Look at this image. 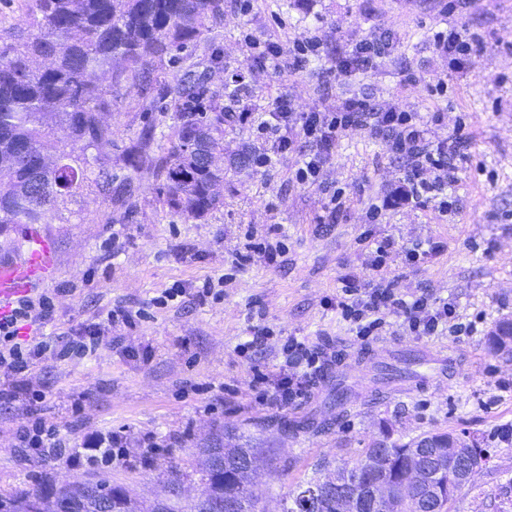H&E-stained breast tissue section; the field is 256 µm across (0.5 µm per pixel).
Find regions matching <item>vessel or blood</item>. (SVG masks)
<instances>
[{
  "mask_svg": "<svg viewBox=\"0 0 512 512\" xmlns=\"http://www.w3.org/2000/svg\"><path fill=\"white\" fill-rule=\"evenodd\" d=\"M55 270L52 240L41 229L29 228L24 247L15 255L0 258V316L15 298L48 280Z\"/></svg>",
  "mask_w": 512,
  "mask_h": 512,
  "instance_id": "obj_1",
  "label": "vessel or blood"
}]
</instances>
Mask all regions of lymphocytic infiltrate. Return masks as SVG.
<instances>
[{
  "mask_svg": "<svg viewBox=\"0 0 512 512\" xmlns=\"http://www.w3.org/2000/svg\"><path fill=\"white\" fill-rule=\"evenodd\" d=\"M434 41L438 48L447 52L450 63L458 69L485 49L484 36L475 31H439L435 33ZM247 46L251 55L263 59L280 74L301 68L308 57L318 54L320 49L319 41L313 36L288 44L251 40ZM264 112L265 120L253 128L256 139L264 145L255 156L258 167L271 165L283 154L299 151L301 142H316V152L302 154L296 164L294 179L301 185L315 181L338 136L366 129L373 134L384 135L391 150L407 158L409 167L403 192L406 197L416 200L444 191L456 182L457 167L453 159L457 151L468 144L466 135L461 133L456 134L449 144L432 141L428 127L417 121L414 113L384 110L376 107L370 99L357 95L337 100L332 110L296 114L289 111L288 97L282 94L268 103ZM393 246L392 239L375 240L369 265L378 276L377 283L364 288H350L351 302L339 304L344 318L355 325L357 337L367 339L380 335L384 314L391 310L403 314L407 330L416 336H434L442 328L453 334L462 333L463 327L457 323L451 303L435 305L424 295L405 298L393 281L385 279L386 257ZM53 309V296L43 293L22 298L9 316L0 319V369L10 374L8 380L0 382V400L19 402L28 407L45 401L46 391L27 379L31 367L46 361L84 358L96 350L106 326H130L144 316L140 310L131 312L119 308L110 311L105 323L89 324L77 339L63 346L44 339L19 340L20 324L47 320ZM282 353L285 361L276 378L258 372L252 380L253 387L261 393V403L269 406L290 405L301 399L306 393L305 378L321 367L318 353L297 338H287L282 345ZM131 439L129 427L123 426L115 431L91 433L79 441L68 443L60 438L56 426L40 419L21 425L17 431L20 447L33 454L54 453L69 466L78 463L85 455L94 463L123 461Z\"/></svg>",
  "mask_w": 512,
  "mask_h": 512,
  "instance_id": "lymphocytic-infiltrate-1",
  "label": "lymphocytic infiltrate"
}]
</instances>
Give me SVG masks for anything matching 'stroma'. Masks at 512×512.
<instances>
[{"mask_svg": "<svg viewBox=\"0 0 512 512\" xmlns=\"http://www.w3.org/2000/svg\"><path fill=\"white\" fill-rule=\"evenodd\" d=\"M462 23L485 36L487 49L458 71L436 49L433 35ZM384 32L392 45L374 68L335 71L338 55L354 40ZM246 33L287 43L313 35L320 55L283 77L253 61L242 40ZM240 69L247 86L237 91L228 78ZM191 71L237 111L266 106L283 91L295 112L364 94L381 108L419 113L432 140L465 128L470 142L457 163L451 212L438 217L423 198L390 202L407 161L369 131L338 137L317 182L302 186L290 179L297 154L255 167L251 155L259 143L249 125L235 121L224 127L223 206L201 218L170 211L151 162L134 171L129 161L140 158V133L149 125L156 129L152 156L167 152L176 119L164 95ZM410 73L415 83H406ZM440 78L448 82L444 99L431 94ZM103 120L112 129V190H84L68 204L69 223L46 225L57 243L58 269L39 289L55 295L56 309L39 329L24 326L21 337L36 333L61 343L118 307L150 314L106 332L80 361L33 367L30 378L48 394L35 410L0 401V494L93 473L147 508L174 470L196 495L199 449L247 443L269 451L255 473L257 508L280 512L284 494L327 477L370 444L467 431L482 437L493 465L461 486L451 512H499L495 492L512 483V443L497 436L512 428V357L489 353L487 339L496 322L512 318V0H251L246 12L238 0H224L223 16L177 62L152 72L149 82L121 83ZM339 188L350 202L332 214L325 205ZM373 204L383 211L370 225L365 213ZM273 225L288 248L282 261L272 264L254 252L236 266L249 235ZM118 230L124 239L116 246ZM369 232L394 240L388 276L402 294L451 302L461 322L477 326L467 336H413L401 313L387 314L385 340L396 342L398 355L425 360L399 390L377 380L375 341L358 339L335 307L345 277L363 284L373 277L364 242ZM423 241L438 243V250L407 263L406 251ZM224 274L232 280L220 298L190 292L165 309L150 305L174 283ZM259 328L270 338L241 351ZM290 336L321 351V368L295 407L259 405L252 373L277 371ZM32 413L72 441L129 425L127 459L69 467L52 455L29 456L16 431ZM284 419L291 430L281 429Z\"/></svg>", "mask_w": 512, "mask_h": 512, "instance_id": "stroma-1", "label": "stroma"}]
</instances>
